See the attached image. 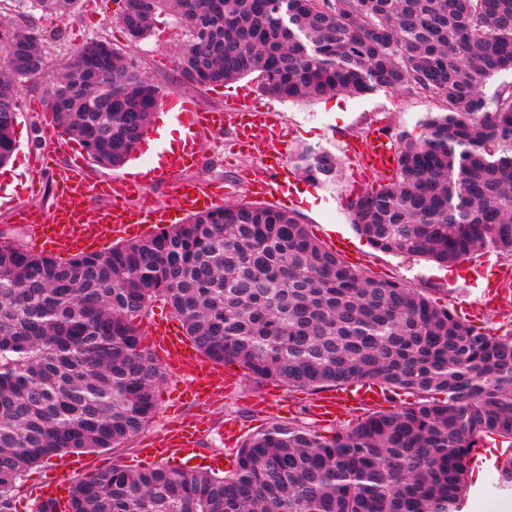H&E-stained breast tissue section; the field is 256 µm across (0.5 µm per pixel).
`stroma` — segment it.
<instances>
[{"label":"stroma","mask_w":512,"mask_h":512,"mask_svg":"<svg viewBox=\"0 0 512 512\" xmlns=\"http://www.w3.org/2000/svg\"><path fill=\"white\" fill-rule=\"evenodd\" d=\"M115 11L112 0H80L76 12L64 17L37 12L22 14L13 0H0L1 20L38 28L45 35L48 67L40 77L23 84L15 125V160H22L31 150L52 158L51 169L45 172L28 199L30 206L50 215L63 205L56 173L66 167L73 152L79 149L78 142L61 127L52 128L47 123L46 100L53 76L88 42L103 39L132 60L164 94H180L205 110L223 108L226 96L231 94L274 108L289 152L281 178L297 184L312 196L308 202L294 201L291 208L323 244H330L335 238L346 239L349 247L343 253L344 258L371 276L404 282L438 303L450 306L460 316L471 317L475 326L498 335L512 334V301L492 302L487 296L488 289L494 286L512 290V257L494 252L478 253L453 266L447 274L427 258L373 248L351 224L349 202L356 193L350 187V176L358 158L348 153V146L365 144L367 130L376 126L393 136L402 132L417 135L422 122L434 109L428 97L379 92L364 97L330 95L314 101L291 102L260 95L251 76L226 86L200 85L177 65L187 33L172 15H156L150 33L134 42L115 20ZM304 147L338 157L343 163L340 182L327 186L305 180L291 158L292 152ZM260 165V158L239 152L235 127L228 123L222 135L202 139L198 163L189 177L203 186L223 187L225 203L260 200L268 204L271 196H258L253 184L254 173ZM269 390V385H257L241 377L235 389L225 392L222 404L207 407L193 402L180 403L173 379H166L157 391V415L148 431L156 433L183 416L205 418L210 431L201 444L202 454L220 453L225 460H232L233 454L227 451L220 436L225 421H237L242 434L248 435L279 418L274 400L268 397Z\"/></svg>","instance_id":"35a3bbf8"}]
</instances>
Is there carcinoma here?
<instances>
[{
  "label": "carcinoma",
  "mask_w": 512,
  "mask_h": 512,
  "mask_svg": "<svg viewBox=\"0 0 512 512\" xmlns=\"http://www.w3.org/2000/svg\"><path fill=\"white\" fill-rule=\"evenodd\" d=\"M62 17L79 0H14ZM133 41L170 11L188 40L178 67L202 85L257 74L262 95L313 101L418 90L442 111L395 139L396 164L350 201L377 250L454 265L512 256V0H115ZM44 34L0 26V165L16 144L22 83L47 66ZM162 90L105 41L55 77L58 124L99 165L137 150ZM296 164L335 184L341 163ZM165 301L207 359L256 383L315 395L372 384L394 403L346 427L273 420L224 475L114 465L78 478L64 512H462L473 458L512 443V336L480 330L408 285L323 246L297 216L227 204L67 261L0 244V512L54 457L119 448L157 413L166 372L141 318ZM512 489V456L496 467Z\"/></svg>",
  "instance_id": "carcinoma-1"
}]
</instances>
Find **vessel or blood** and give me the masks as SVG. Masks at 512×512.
<instances>
[{
	"label": "vessel or blood",
	"instance_id": "1",
	"mask_svg": "<svg viewBox=\"0 0 512 512\" xmlns=\"http://www.w3.org/2000/svg\"><path fill=\"white\" fill-rule=\"evenodd\" d=\"M169 106L174 107V120L189 131V150L174 163L175 168L186 169L197 164L196 144L200 136L222 132L228 114L239 115L238 131L245 143L264 161L260 180L264 191L274 192L277 178L283 167L285 149L275 146L270 139L278 124L271 109L256 108L241 99H233L224 109L199 111L189 103L180 102L178 96H170ZM368 147L360 154V165L364 171L374 172L392 169L394 147L385 133L378 128L368 135ZM65 197L64 206L52 216H42L32 207L21 208L20 213L27 225L34 246L58 255H76L93 251L95 246L134 236L141 229L161 224L174 223L176 216L209 210L217 206L223 197L222 190L208 189L197 183H176V204L166 207L144 203L133 207L127 200L136 193L130 179H115L90 183L82 160H74L59 180ZM105 199L106 207L92 212L88 209L90 196ZM145 345L160 358L173 359L172 370L183 394L198 404L213 403L223 399L226 390L232 388L236 379L223 366L212 363L198 354L180 333L174 321L160 320L154 323L144 339ZM381 392L375 386H353L337 396L321 401L318 411L325 421L341 418L343 411L354 406L380 403ZM204 429L202 421H182L164 428L160 434L142 441L139 454L151 462L193 461L198 456L197 446ZM72 463L62 462L57 473L36 487L38 496L64 501V491Z\"/></svg>",
	"mask_w": 512,
	"mask_h": 512
}]
</instances>
